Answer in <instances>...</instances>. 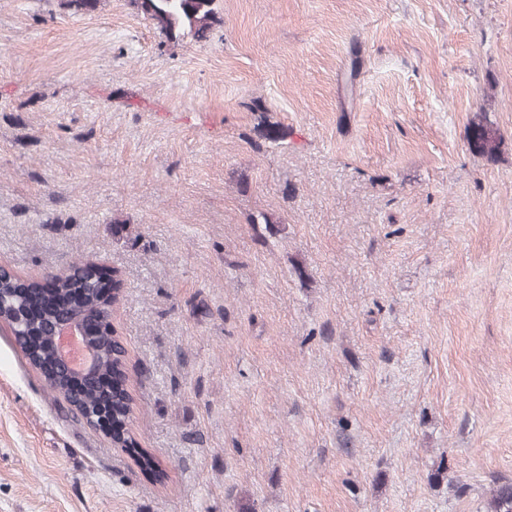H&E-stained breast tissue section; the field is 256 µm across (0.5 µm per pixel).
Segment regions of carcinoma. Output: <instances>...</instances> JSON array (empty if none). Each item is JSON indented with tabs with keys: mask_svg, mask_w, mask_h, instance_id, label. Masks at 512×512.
<instances>
[{
	"mask_svg": "<svg viewBox=\"0 0 512 512\" xmlns=\"http://www.w3.org/2000/svg\"><path fill=\"white\" fill-rule=\"evenodd\" d=\"M132 3L144 19L172 40L189 35L197 42L207 41L218 22L215 0H132ZM466 140L473 153L491 159L502 136L487 124L473 122L467 127ZM91 278L88 264L73 267L72 272L58 277L55 287L50 289L18 277L0 278V317L12 326L15 343L29 364L44 378L55 374L50 384L53 391L76 411L109 418L120 426L112 433L113 447L135 448L137 443L127 428L131 397L125 388V350L119 337L103 334L89 338V344L97 352V375L82 381V388L76 392L72 390L69 375L54 373L45 350L48 325L66 311L56 303L58 298L76 296L78 302L71 309L86 319L102 313L103 299ZM139 465L157 481L165 479L159 463L147 453H139ZM488 506L489 512H512V483L497 485Z\"/></svg>",
	"mask_w": 512,
	"mask_h": 512,
	"instance_id": "cac0c4a2",
	"label": "carcinoma"
}]
</instances>
